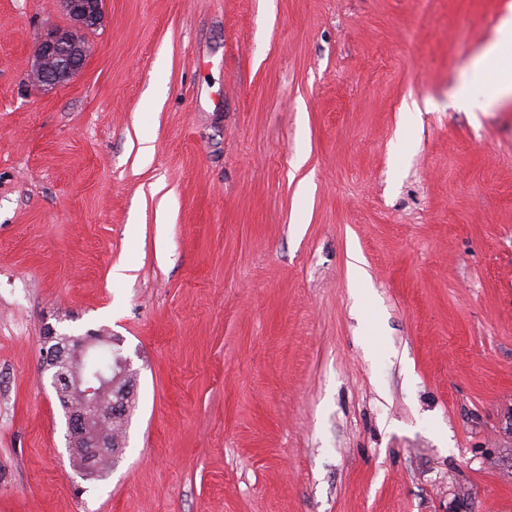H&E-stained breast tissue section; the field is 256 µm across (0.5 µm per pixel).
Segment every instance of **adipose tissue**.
<instances>
[{
  "instance_id": "adipose-tissue-1",
  "label": "adipose tissue",
  "mask_w": 512,
  "mask_h": 512,
  "mask_svg": "<svg viewBox=\"0 0 512 512\" xmlns=\"http://www.w3.org/2000/svg\"><path fill=\"white\" fill-rule=\"evenodd\" d=\"M508 97H512V13L501 19L495 39L471 61L466 84L452 105L464 111L483 110Z\"/></svg>"
}]
</instances>
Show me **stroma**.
<instances>
[{"instance_id": "obj_1", "label": "stroma", "mask_w": 512, "mask_h": 512, "mask_svg": "<svg viewBox=\"0 0 512 512\" xmlns=\"http://www.w3.org/2000/svg\"><path fill=\"white\" fill-rule=\"evenodd\" d=\"M104 10L44 91L0 0V512H512V100L448 105L512 0ZM50 327L137 373L106 477Z\"/></svg>"}]
</instances>
